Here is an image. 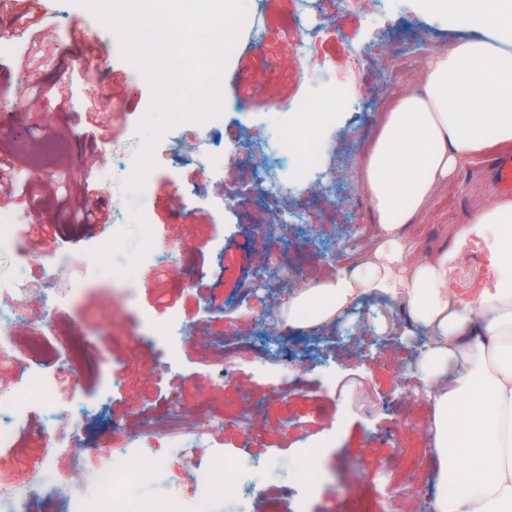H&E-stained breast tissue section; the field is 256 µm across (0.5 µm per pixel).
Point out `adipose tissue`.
I'll return each instance as SVG.
<instances>
[{
  "mask_svg": "<svg viewBox=\"0 0 512 512\" xmlns=\"http://www.w3.org/2000/svg\"><path fill=\"white\" fill-rule=\"evenodd\" d=\"M426 12L470 30L439 53L418 89L390 104L358 164L377 231L352 271L292 291L279 318L322 328L371 294L399 302L426 335L418 370L434 411L429 441L433 512H512V200L479 205L458 236L489 241V285L474 301L448 289L454 256L425 253L402 234L460 163L512 144V0H421ZM339 100L312 101L288 129L305 155L328 149ZM459 494H449L452 486Z\"/></svg>",
  "mask_w": 512,
  "mask_h": 512,
  "instance_id": "obj_1",
  "label": "adipose tissue"
}]
</instances>
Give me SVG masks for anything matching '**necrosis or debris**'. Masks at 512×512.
Here are the masks:
<instances>
[{
    "label": "necrosis or debris",
    "instance_id": "obj_1",
    "mask_svg": "<svg viewBox=\"0 0 512 512\" xmlns=\"http://www.w3.org/2000/svg\"><path fill=\"white\" fill-rule=\"evenodd\" d=\"M256 193L270 197L283 192L284 187L275 168L268 162L264 140H253L243 156ZM259 232L279 244L265 256V264L278 274L271 288L278 297H287L288 283L298 276L320 278L324 269L296 265L283 246L289 241L290 227L284 222L262 224ZM28 246L22 241L20 224L12 216L0 218V364H10L24 370L21 384L0 388V512H29L30 499L42 482H51L57 497L67 512H148L146 504L138 502L129 490L138 474L132 469V458L149 455L168 467L174 479L202 476L197 496L176 503L177 512H202L210 500L222 494L225 485L244 481L246 465L241 461L225 460L224 480L215 482L209 475L219 460L216 451H202L197 434L199 427L212 430L223 428L226 420L248 424L249 418L226 407L205 404L185 411L164 414H139L144 431L142 437L115 440L105 451L90 456L87 471L89 482L79 492L69 483L68 463L72 457L69 442L72 435L68 426L61 424L60 416L76 395L79 371L80 343L71 342L52 348L50 336L61 335L65 323L59 315L62 299L54 281L57 266H43L40 277L28 273ZM288 342V333L278 330L277 341L268 344L258 337H225L208 353L211 360L224 364L250 363L267 368L280 366L282 347ZM52 354L57 362L53 372L40 370L45 354ZM41 410L48 424L39 428V436H52L54 445L46 449L53 464L47 472L26 470L19 464L15 448L19 434L28 425L33 410ZM172 448L196 449L190 465L171 461Z\"/></svg>",
    "mask_w": 512,
    "mask_h": 512
}]
</instances>
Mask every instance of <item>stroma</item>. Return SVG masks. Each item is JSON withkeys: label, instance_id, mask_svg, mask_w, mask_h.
<instances>
[{"label": "stroma", "instance_id": "35a3bbf8", "mask_svg": "<svg viewBox=\"0 0 512 512\" xmlns=\"http://www.w3.org/2000/svg\"><path fill=\"white\" fill-rule=\"evenodd\" d=\"M261 2V48L248 53L234 47L222 81L221 114L202 126L186 122L164 131L153 149L150 183L139 195L124 193L123 185L144 144L138 127L152 103L148 81L78 0H49V33L18 17L28 27L27 50L0 59V113L9 115L0 159L8 162L16 190L41 179L58 192L2 199L0 215L62 227L37 238L30 276L63 258L57 288L65 289L72 277L84 279L62 308L70 327L87 336L85 354L96 364L77 391L78 454L111 447L117 433L140 435L136 411L211 401L236 410L259 404L263 412L253 425L227 422L218 442L226 455L261 467L250 512H297L301 503L306 512H347L364 500L373 512H420L422 492L434 484L424 430L432 403L417 371L420 333L399 305L364 297L329 330L319 354L306 355L296 338L283 353L281 370L241 364L223 385L212 379L217 363L201 358L199 350L223 336L250 335L271 306L262 288L236 310L225 309L222 300L223 292L248 287L245 273L267 276L263 259L273 246L254 231L268 215L239 163L245 137L285 143L287 134L271 123V112H297L322 91L343 88L330 152L274 210L291 224L302 210L311 224L360 226L363 233L352 247L328 242L316 251L318 261L337 257L341 270H351L376 231L356 167L377 132V116L421 83L436 53L469 33L420 10L416 0H314L303 25L316 37L303 52L285 30L299 0ZM90 37L107 51V66H87ZM380 43L389 51H377ZM257 78L262 94L246 93ZM112 90L118 93L112 134L92 137V115ZM216 154L223 155V165L212 164ZM507 155L512 147L464 161L404 228L420 248L454 252L448 288L465 302L488 285L491 249L479 237L458 240L456 231L479 204L500 198L489 173ZM79 183L103 193L107 223H68ZM148 247L177 252L181 260L139 262ZM128 268L134 271L130 279L113 282L112 270ZM173 316L182 333L157 335L156 326ZM306 440L323 444L313 485L294 478L297 446ZM189 492L188 485L172 482L166 468L152 465L135 486L138 499L160 508Z\"/></svg>", "mask_w": 512, "mask_h": 512}]
</instances>
